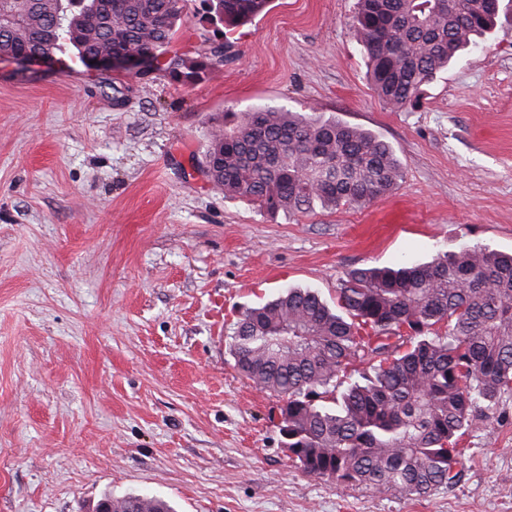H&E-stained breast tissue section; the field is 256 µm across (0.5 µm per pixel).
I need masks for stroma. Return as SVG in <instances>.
Instances as JSON below:
<instances>
[{
	"mask_svg": "<svg viewBox=\"0 0 512 512\" xmlns=\"http://www.w3.org/2000/svg\"><path fill=\"white\" fill-rule=\"evenodd\" d=\"M357 0H270L220 71L182 86L73 53L0 63V512H512V397L477 420L453 487L401 496L303 472L281 398L237 370L228 328L286 287L334 300L355 267L470 241L512 252V22L422 90L377 97ZM314 112L373 133L404 171L364 205L289 216L204 171L225 113ZM109 502L100 508V512H174L164 499L144 495H125L122 497H105Z\"/></svg>",
	"mask_w": 512,
	"mask_h": 512,
	"instance_id": "1",
	"label": "stroma"
}]
</instances>
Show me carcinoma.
<instances>
[{
  "label": "carcinoma",
  "instance_id": "1",
  "mask_svg": "<svg viewBox=\"0 0 512 512\" xmlns=\"http://www.w3.org/2000/svg\"><path fill=\"white\" fill-rule=\"evenodd\" d=\"M224 34L268 0H200ZM183 0H0V53L154 50V71L193 85L224 66L232 43L172 50ZM485 0H357L353 29L372 86L389 107L419 104L422 87L495 28ZM210 183L271 215L365 204L399 186L402 166L374 134L334 119L258 106L212 132ZM238 371L281 397L285 446L307 474L378 492L422 496L459 478L462 431L512 394V253L464 244L427 263L359 267L331 306L288 288L229 328ZM364 371L339 388V374ZM112 512H174L157 497H105Z\"/></svg>",
  "mask_w": 512,
  "mask_h": 512
}]
</instances>
